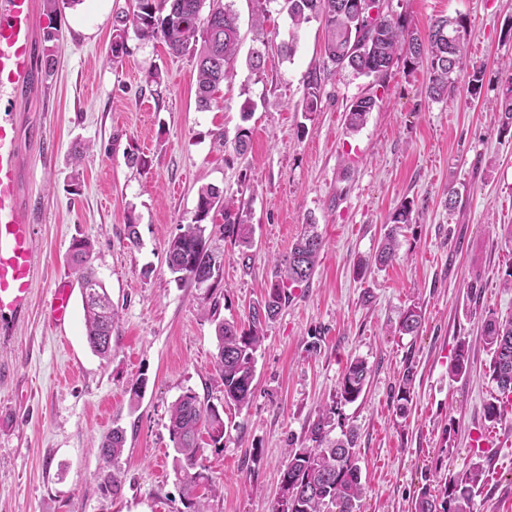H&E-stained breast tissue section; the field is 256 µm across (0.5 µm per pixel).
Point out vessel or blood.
Here are the masks:
<instances>
[{
	"instance_id": "1",
	"label": "vessel or blood",
	"mask_w": 512,
	"mask_h": 512,
	"mask_svg": "<svg viewBox=\"0 0 512 512\" xmlns=\"http://www.w3.org/2000/svg\"><path fill=\"white\" fill-rule=\"evenodd\" d=\"M35 0H0V106L8 92L26 87L33 77V15ZM17 130L0 114V329L26 311L35 260L34 218L19 200ZM72 290L57 282L48 304V319L61 325L71 313Z\"/></svg>"
}]
</instances>
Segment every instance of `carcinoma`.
Returning a JSON list of instances; mask_svg holds the SVG:
<instances>
[{
  "label": "carcinoma",
  "instance_id": "obj_1",
  "mask_svg": "<svg viewBox=\"0 0 512 512\" xmlns=\"http://www.w3.org/2000/svg\"><path fill=\"white\" fill-rule=\"evenodd\" d=\"M212 2L206 21L200 15L205 2ZM288 14L297 28L313 20L322 24L325 37L323 58L337 67L366 71L382 79L399 61L412 65L426 62L429 95L436 99L448 93L461 71L467 28L462 19L450 21L440 17L429 28L426 38L405 33L400 18L383 14L372 28L358 26L357 3L360 0H285ZM112 37V58L126 51L127 23L143 40L160 39L174 54L191 52L195 66V95L199 108L207 110L216 102L221 85L232 79L239 46L237 16L225 0H135L132 15L117 19ZM321 78L317 70L308 73L304 83L303 112L318 111ZM375 100L363 98L348 107L346 129L358 131L372 111ZM224 215L221 225L224 237L241 249L254 245L251 225L242 218L234 202L224 198V190L215 185L199 189L194 217L183 225L167 245V267L174 280L188 282L214 293L218 288L221 262L210 250L208 225L214 209ZM412 202L405 201L391 214L387 232L375 258L376 265L392 263L397 254V229L412 221ZM324 247L316 224L307 225L287 255L277 263L263 307L254 311L248 326L221 320L216 324L217 361L224 383V402L242 410L254 397L256 353L265 336L262 321L273 319L290 299L288 289L308 282L315 272L316 258ZM91 244L75 238L70 259L79 271L78 285L82 296L86 340L102 357L112 350V327L117 317L112 299L103 282L86 267ZM422 312L407 309L398 322V332L414 334L422 325ZM482 336L491 352L490 379L501 399L512 398V320L501 321L487 314L482 321ZM469 352L461 344L454 352L450 375L466 374ZM371 369L361 358L347 363L332 403L318 410L308 434L309 445L294 448L281 471L280 483L291 484L297 495L288 503L277 502L274 512H362L366 484L356 460L358 429L338 421L341 406L353 403L365 392ZM414 394V371L407 367L397 391L396 416L405 421ZM340 428L341 436L332 432ZM169 432L176 455L174 472L181 485L182 504L187 512H207L203 490L210 479L203 465L204 446L201 434L209 445L224 447V411L203 403L199 396L187 391L172 405ZM124 431L115 428L101 444L100 456L106 460L118 457L124 448ZM485 467L475 458L460 472L448 476L444 494L437 498L423 490L413 501L414 512H477L474 497L485 482Z\"/></svg>",
  "mask_w": 512,
  "mask_h": 512
}]
</instances>
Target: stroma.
<instances>
[{
    "label": "stroma",
    "instance_id": "obj_1",
    "mask_svg": "<svg viewBox=\"0 0 512 512\" xmlns=\"http://www.w3.org/2000/svg\"><path fill=\"white\" fill-rule=\"evenodd\" d=\"M232 7L241 35L235 75L202 110L192 54H172L131 30L126 52L109 60L115 16L131 13L132 0H58L51 20L43 0L35 2L33 80L14 114L37 264L27 312L0 334V512H181L171 407L189 390L224 406L215 321L248 323L278 260L311 221L325 243L315 274L264 324L253 401L224 407V447L205 450L209 512H272L289 449L306 445L309 424L355 357L371 376L342 418L359 430L363 512H412L423 488L438 491L477 456L486 468L480 512H512V413L496 424L484 417L498 390L481 328L487 313L512 319L504 286L512 271V134L499 112L512 0H385L417 36L437 18L465 20L463 70H482L483 85L473 95L462 80L441 99L427 95L422 64L398 63L380 80L324 63L321 24L293 30L285 0ZM261 10L267 20L258 30ZM50 22L54 42L44 39ZM287 42L289 56L281 51ZM259 46L266 64L256 73L246 61ZM315 68L321 103L307 117L304 83ZM369 96L375 108L348 132L349 105ZM243 123L252 131L246 154L219 145L217 132L234 137ZM78 143L86 151L76 164ZM132 153L146 166L131 164ZM205 184L233 198L254 238L241 250L224 239L216 215L209 243L221 258L223 291L214 299L177 284L166 265L167 244L191 222ZM408 200L413 221L398 237L397 260L358 274L389 215ZM76 237L91 241L90 263L118 312L106 358L86 343L81 298L63 326L44 315L55 280L77 282L68 263ZM413 305L424 315L421 332L398 334ZM461 344L469 370L455 379L449 369ZM409 365L413 405L400 427L393 394ZM116 427L125 446L107 463L97 447ZM110 474L119 493L104 483Z\"/></svg>",
    "mask_w": 512,
    "mask_h": 512
}]
</instances>
